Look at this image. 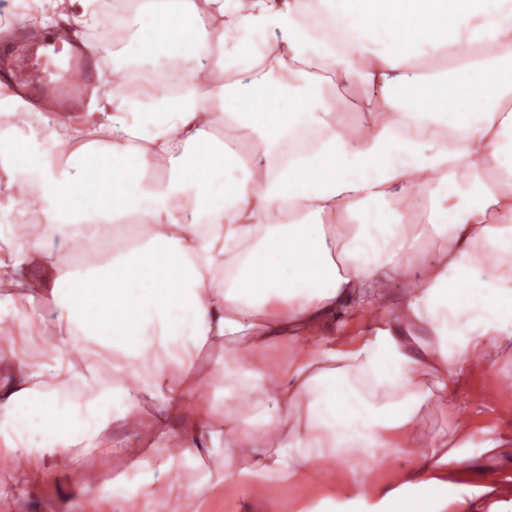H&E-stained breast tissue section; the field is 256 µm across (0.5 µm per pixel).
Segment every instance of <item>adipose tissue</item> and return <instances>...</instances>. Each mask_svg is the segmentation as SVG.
Wrapping results in <instances>:
<instances>
[{"instance_id": "1", "label": "adipose tissue", "mask_w": 512, "mask_h": 512, "mask_svg": "<svg viewBox=\"0 0 512 512\" xmlns=\"http://www.w3.org/2000/svg\"><path fill=\"white\" fill-rule=\"evenodd\" d=\"M46 2L117 46L80 122H37L0 83V312L23 315L0 339V447L25 458L0 498L27 502L68 450L84 494L115 429L113 512L229 480L262 503L273 478L333 504L317 468L340 457L349 512H447L459 459L416 417L512 349V86L493 85L512 0ZM326 85L352 90V121ZM367 309V336L327 335ZM378 448L418 451L396 488L359 478Z\"/></svg>"}]
</instances>
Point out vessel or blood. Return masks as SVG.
Segmentation results:
<instances>
[{"label":"vessel or blood","mask_w":512,"mask_h":512,"mask_svg":"<svg viewBox=\"0 0 512 512\" xmlns=\"http://www.w3.org/2000/svg\"><path fill=\"white\" fill-rule=\"evenodd\" d=\"M92 54L79 36L46 32L27 45L0 42V71L42 100L73 107L84 92L77 77L88 74Z\"/></svg>","instance_id":"vessel-or-blood-1"}]
</instances>
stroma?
<instances>
[{
  "mask_svg": "<svg viewBox=\"0 0 512 512\" xmlns=\"http://www.w3.org/2000/svg\"><path fill=\"white\" fill-rule=\"evenodd\" d=\"M470 419L469 431L458 453L461 469L450 474L451 491L448 512H512V443L498 455L484 454L487 442L500 435L512 434V352L502 353L485 369L469 372L454 398L442 411L420 416L428 428H456L459 416ZM55 477L29 502L28 512H105L100 495L81 497L75 487L82 474L63 454L48 460ZM269 512H294L303 503L316 506L310 486L302 483L268 484ZM178 512H252L245 493L233 485L204 490L192 503H178Z\"/></svg>",
  "mask_w": 512,
  "mask_h": 512,
  "instance_id": "obj_1",
  "label": "stroma"
}]
</instances>
